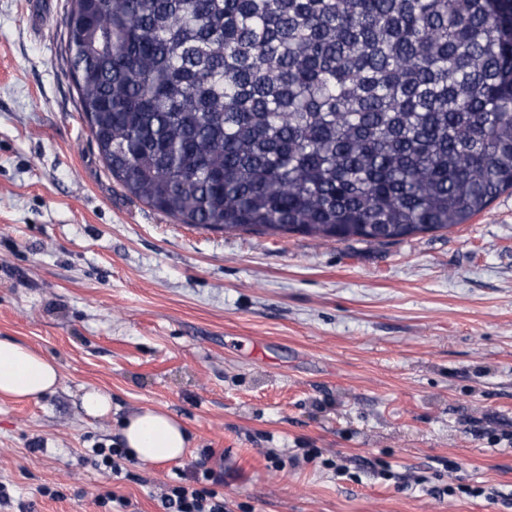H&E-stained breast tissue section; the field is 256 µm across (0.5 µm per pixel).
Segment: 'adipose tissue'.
Instances as JSON below:
<instances>
[{
  "instance_id": "ef3b65f1",
  "label": "adipose tissue",
  "mask_w": 512,
  "mask_h": 512,
  "mask_svg": "<svg viewBox=\"0 0 512 512\" xmlns=\"http://www.w3.org/2000/svg\"><path fill=\"white\" fill-rule=\"evenodd\" d=\"M60 382L56 362L31 347L0 338V400H37ZM121 445L131 458L150 464L181 459L189 445L185 426L167 412L141 408L121 421Z\"/></svg>"
}]
</instances>
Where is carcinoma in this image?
<instances>
[{
	"instance_id": "carcinoma-1",
	"label": "carcinoma",
	"mask_w": 512,
	"mask_h": 512,
	"mask_svg": "<svg viewBox=\"0 0 512 512\" xmlns=\"http://www.w3.org/2000/svg\"><path fill=\"white\" fill-rule=\"evenodd\" d=\"M99 155L182 224L390 243L512 189V0H72Z\"/></svg>"
}]
</instances>
